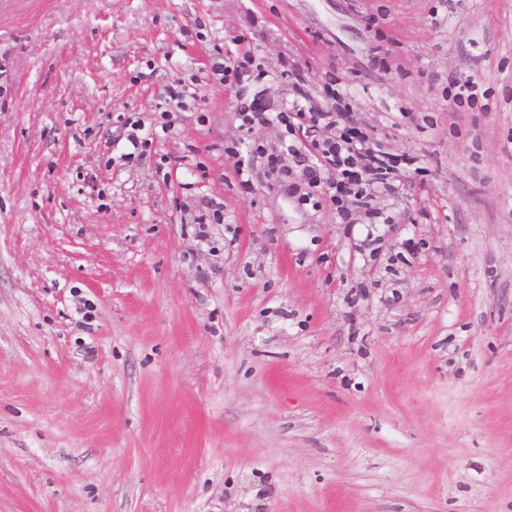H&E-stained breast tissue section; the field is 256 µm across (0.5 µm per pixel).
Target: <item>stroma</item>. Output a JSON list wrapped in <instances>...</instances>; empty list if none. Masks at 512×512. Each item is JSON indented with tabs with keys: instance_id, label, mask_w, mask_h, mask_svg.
<instances>
[{
	"instance_id": "obj_1",
	"label": "stroma",
	"mask_w": 512,
	"mask_h": 512,
	"mask_svg": "<svg viewBox=\"0 0 512 512\" xmlns=\"http://www.w3.org/2000/svg\"><path fill=\"white\" fill-rule=\"evenodd\" d=\"M0 512H512V0H0ZM264 114L255 112L252 107H242L239 112L242 126H248L249 129L258 124L273 123L274 120L292 127V118L308 119L312 126L308 125L305 129L309 131L320 124L333 130L329 136L313 143L315 162L308 173L311 187L321 186L318 173L321 167L328 165L336 169V181L325 183L324 190L330 201L336 204L340 218L343 221L349 219L351 206L364 208L368 215L374 214L369 208L370 197L365 186L374 181L388 184L398 170V161L372 148L369 136L350 124L348 112H306L302 101L293 100L288 104V112H279L274 118Z\"/></svg>"
}]
</instances>
